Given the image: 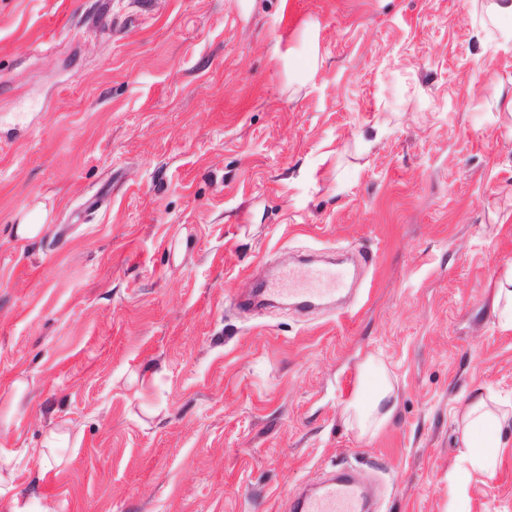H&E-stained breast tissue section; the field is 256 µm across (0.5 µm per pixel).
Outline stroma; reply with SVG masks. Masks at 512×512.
I'll return each instance as SVG.
<instances>
[{"label":"stroma","instance_id":"stroma-1","mask_svg":"<svg viewBox=\"0 0 512 512\" xmlns=\"http://www.w3.org/2000/svg\"><path fill=\"white\" fill-rule=\"evenodd\" d=\"M509 99L471 0H0V512H287L343 468L374 512H512L456 423L512 402ZM341 249L349 307L234 306ZM46 216V211L42 209L38 212H31L25 217L22 224H19L16 233L25 239L38 237L47 227V224H44ZM512 269H508L493 301L492 313L502 331H512ZM397 409L394 384L386 365L367 357L359 368V381L345 402L346 421L361 436L371 435L387 424Z\"/></svg>","mask_w":512,"mask_h":512}]
</instances>
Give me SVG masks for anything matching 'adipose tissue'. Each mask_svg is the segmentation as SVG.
<instances>
[{
    "instance_id": "obj_1",
    "label": "adipose tissue",
    "mask_w": 512,
    "mask_h": 512,
    "mask_svg": "<svg viewBox=\"0 0 512 512\" xmlns=\"http://www.w3.org/2000/svg\"><path fill=\"white\" fill-rule=\"evenodd\" d=\"M397 409L394 384L386 365L373 357L359 368V381L344 406L349 425L360 435L375 433L387 424ZM461 456L469 469L494 476L501 454L512 438V410L493 394L472 396L462 414Z\"/></svg>"
}]
</instances>
